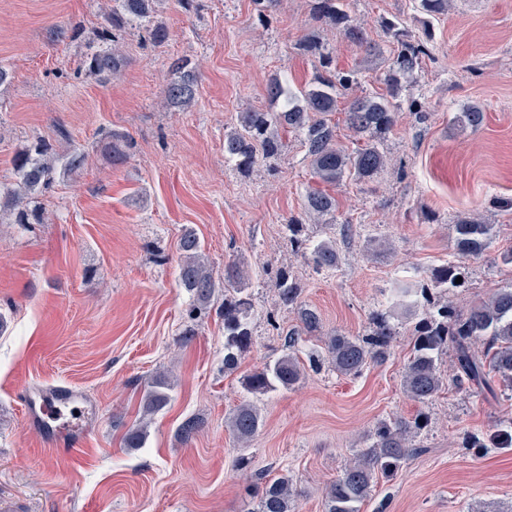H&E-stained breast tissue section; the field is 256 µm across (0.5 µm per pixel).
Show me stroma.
<instances>
[{
    "mask_svg": "<svg viewBox=\"0 0 512 512\" xmlns=\"http://www.w3.org/2000/svg\"><path fill=\"white\" fill-rule=\"evenodd\" d=\"M370 39L399 19L428 38L417 82L402 90L401 119L379 142L389 164L369 183L345 182L335 217L307 219L303 203L318 184L297 133L251 171L224 155V134L238 113L268 110L265 84L284 75L307 86L316 65L298 42L319 34L337 70L357 71L364 89L383 91L384 64L364 60L335 30L318 28L311 0H281L258 16L252 0H159L156 18L170 37L160 46L146 25L117 31L126 57L109 79L86 72L112 0H0V184L12 180L14 153L35 137L87 156L73 179L42 199L43 224L11 223L0 212V506L11 512H248L245 487L278 474L299 492L297 512H322V490L356 450L370 447L376 424L425 412L428 424L394 479L379 482L362 512H512V392L460 391L445 384L428 405L411 400L401 376L417 314H395L398 331L383 363L361 376L336 375L328 361L292 390L247 393L242 378L280 357L298 327L280 306L277 271L288 270L321 334L300 343L308 358L321 336L369 333L374 311L395 288L454 260L452 226L461 216L494 225V246L467 261L468 299L512 282L497 258L512 242V0H452L427 16L417 0H348ZM183 58L198 76L189 109L167 105L170 64ZM481 105L478 129L457 117ZM129 135L124 164L101 151L107 130ZM302 237L336 242L338 265L316 270L297 252ZM197 233L215 273L241 262L251 276L253 343L238 369L224 368V323L217 310L190 316L177 281L179 239ZM173 384L170 402L143 419L140 399L158 374ZM66 386L97 408L91 450L82 459L44 451L38 426L24 419L27 387ZM263 426L249 442L227 427L243 402ZM190 417L204 425L188 442ZM145 425L143 447L124 446ZM486 448H469L468 436ZM246 469H238L239 458Z\"/></svg>",
    "mask_w": 512,
    "mask_h": 512,
    "instance_id": "obj_1",
    "label": "stroma"
}]
</instances>
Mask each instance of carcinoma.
<instances>
[{
  "label": "carcinoma",
  "instance_id": "obj_1",
  "mask_svg": "<svg viewBox=\"0 0 512 512\" xmlns=\"http://www.w3.org/2000/svg\"><path fill=\"white\" fill-rule=\"evenodd\" d=\"M114 2L109 17L112 28L148 22L153 44L161 45L168 40V29L160 22H152L156 0ZM449 2L419 0V8L427 15L437 16L448 11ZM311 11L315 22L335 29L365 58L386 65V91L368 93L360 89L356 73L336 71L324 43L316 37L307 38L301 44L302 50L319 64L313 81L305 88L295 89L287 78L277 73L271 75L266 96L279 111L238 113L237 124L224 134V156L234 161L237 169L248 172L260 159L279 153V130L292 129L303 137L306 157L322 183L335 186L347 179L371 181L387 166L378 141L397 123L396 100L402 90L401 79L421 71L423 59L430 54L429 47L427 42L411 37L403 21L388 20L384 27L393 49L385 52L352 19L347 0H312ZM100 39L102 46L83 60V67L94 75H114L124 66L125 58L109 29L101 30ZM171 69L177 77L164 86L162 94L170 106L186 109L196 99L197 76L184 59L174 60ZM342 101L348 129L363 139L354 150L338 140L336 124L329 119ZM484 117L482 107L473 105L460 113L458 120L465 127L478 128ZM128 147V138L120 132L112 131L103 139V151L114 164L126 160ZM85 163V153L79 148L60 153L42 139L33 140L12 158L14 181L0 188V209L16 212L18 224L44 223L45 211L41 207L35 205L30 209L23 203L37 202L56 180L78 174ZM304 209L312 216L334 215L339 200L325 189H314L306 194ZM492 239L493 225L475 217H461L453 225L454 250L460 259L483 257ZM296 243L299 249L309 252V260L316 269L336 267L338 255L332 241L310 244L298 238ZM179 251L177 278L179 286L192 298L190 316L208 309L219 289H224L220 309L224 320V369L233 371L252 343L250 276L241 265L230 260L224 266V276L216 277L204 262L201 241L192 229L181 235ZM458 277H464L463 267L449 262L430 270L422 282L397 289L400 305L409 310L423 309L414 326L411 356L401 380L404 392L419 404L429 403L448 379L466 390L483 385L492 374L504 388L512 390V283L459 309L450 299V294L464 287L455 283ZM275 288L280 305L297 309L300 326L286 334L285 351L279 358L243 377L242 385L251 394L265 395L300 383L305 377V366L297 355V346L302 336H312L321 329L319 315L301 305L300 288L288 273H278ZM394 336L396 329L389 315L376 311L368 335L332 333L323 337L322 349L338 375L354 377L368 365L386 359ZM449 351L453 359L448 378L441 370L440 360ZM169 390L168 377L157 375L144 391L143 415L152 416L163 409L169 401ZM262 424V415L252 403L239 405L227 421V427L240 441L254 437ZM426 425L427 416L422 412L410 418L400 416L379 422L370 447L357 452L324 488L323 512H361L379 481L392 479L409 458L420 452L415 438ZM202 426L201 419L188 418L180 425L178 436L188 442ZM247 494L257 499L252 512H295L299 496L292 479L286 475L249 488Z\"/></svg>",
  "mask_w": 512,
  "mask_h": 512
}]
</instances>
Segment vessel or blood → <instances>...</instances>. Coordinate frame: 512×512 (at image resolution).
I'll list each match as a JSON object with an SVG mask.
<instances>
[{
    "instance_id": "b4317fda",
    "label": "vessel or blood",
    "mask_w": 512,
    "mask_h": 512,
    "mask_svg": "<svg viewBox=\"0 0 512 512\" xmlns=\"http://www.w3.org/2000/svg\"><path fill=\"white\" fill-rule=\"evenodd\" d=\"M71 408L81 416H88L90 408L81 395L68 387H59L50 392L25 391L22 405L27 421L38 424L42 431V440L46 447L56 454L69 458L79 457L88 445L91 432L90 424L68 420L55 422L48 413L49 404Z\"/></svg>"
}]
</instances>
